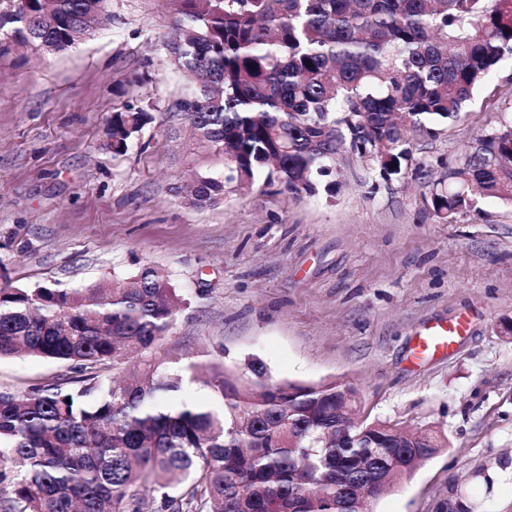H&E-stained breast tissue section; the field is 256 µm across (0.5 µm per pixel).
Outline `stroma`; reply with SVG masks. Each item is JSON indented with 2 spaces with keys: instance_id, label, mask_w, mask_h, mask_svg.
<instances>
[{
  "instance_id": "stroma-1",
  "label": "stroma",
  "mask_w": 512,
  "mask_h": 512,
  "mask_svg": "<svg viewBox=\"0 0 512 512\" xmlns=\"http://www.w3.org/2000/svg\"><path fill=\"white\" fill-rule=\"evenodd\" d=\"M112 23L66 51L0 55V287L84 288L153 266L186 298L155 352L276 381L336 380L361 414L446 441L371 512H512V205L494 197L452 224L430 197L482 135L512 121V58L413 162L385 176L345 152L313 192L278 182L188 205L224 157L180 108L191 86L162 53L167 0H112ZM154 117L126 152L105 149L114 111ZM467 316L448 354L410 356L427 325ZM69 366L0 360V391L66 383Z\"/></svg>"
}]
</instances>
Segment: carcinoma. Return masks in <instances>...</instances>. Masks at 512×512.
<instances>
[{
    "label": "carcinoma",
    "mask_w": 512,
    "mask_h": 512,
    "mask_svg": "<svg viewBox=\"0 0 512 512\" xmlns=\"http://www.w3.org/2000/svg\"><path fill=\"white\" fill-rule=\"evenodd\" d=\"M0 52L65 51L111 17L102 0H0ZM162 49L192 86L195 135L224 154L185 201L205 207L261 175L315 189L345 150L401 172L411 133L454 121L512 57V0H171ZM150 121L112 113L124 152ZM482 197L512 204V123L480 137L448 188L453 223ZM184 295L168 274L85 288H0V358L67 363L72 386L0 392V512H367L441 439L356 418L349 385L271 382L207 366L219 406L183 397L185 374L153 357ZM122 373L106 378L104 370Z\"/></svg>",
    "instance_id": "carcinoma-1"
}]
</instances>
